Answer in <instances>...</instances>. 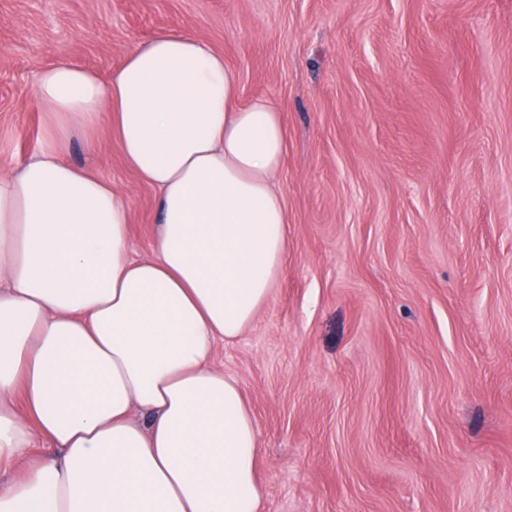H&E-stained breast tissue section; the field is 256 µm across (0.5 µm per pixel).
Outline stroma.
Returning <instances> with one entry per match:
<instances>
[{
    "label": "stroma",
    "instance_id": "stroma-1",
    "mask_svg": "<svg viewBox=\"0 0 512 512\" xmlns=\"http://www.w3.org/2000/svg\"><path fill=\"white\" fill-rule=\"evenodd\" d=\"M162 31L284 108L287 257L217 352L264 512H512V0H0V165L46 144L42 65L105 77ZM66 159L148 252L155 192L107 135Z\"/></svg>",
    "mask_w": 512,
    "mask_h": 512
}]
</instances>
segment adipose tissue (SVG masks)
<instances>
[{"mask_svg": "<svg viewBox=\"0 0 512 512\" xmlns=\"http://www.w3.org/2000/svg\"><path fill=\"white\" fill-rule=\"evenodd\" d=\"M238 97L223 55L177 33L105 79L39 69L48 144L0 169V468L22 471L0 512H262L260 437L215 354L286 257L287 133L273 99ZM105 129L156 193L142 255L121 191L65 160Z\"/></svg>", "mask_w": 512, "mask_h": 512, "instance_id": "ef3b65f1", "label": "adipose tissue"}]
</instances>
